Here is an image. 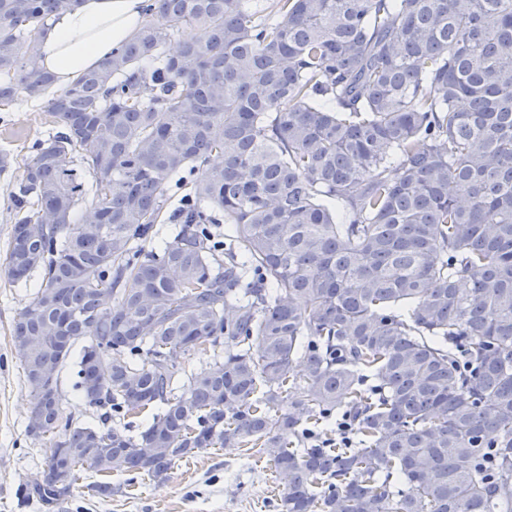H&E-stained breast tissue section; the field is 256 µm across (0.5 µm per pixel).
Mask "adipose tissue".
<instances>
[{
	"label": "adipose tissue",
	"instance_id": "obj_1",
	"mask_svg": "<svg viewBox=\"0 0 512 512\" xmlns=\"http://www.w3.org/2000/svg\"><path fill=\"white\" fill-rule=\"evenodd\" d=\"M147 0H78L40 43L39 66L67 86L130 40L144 21Z\"/></svg>",
	"mask_w": 512,
	"mask_h": 512
}]
</instances>
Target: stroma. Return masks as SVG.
<instances>
[{"instance_id":"35a3bbf8","label":"stroma","mask_w":512,"mask_h":512,"mask_svg":"<svg viewBox=\"0 0 512 512\" xmlns=\"http://www.w3.org/2000/svg\"><path fill=\"white\" fill-rule=\"evenodd\" d=\"M53 131L39 103L22 99L11 111L0 112V153L14 158L8 175H0V260L13 233L8 188L25 171L26 146ZM40 283L37 274L14 286L0 281V512H277L284 484L269 460L253 448L207 449L177 463L163 481H133L128 474L113 473L117 492L109 497L91 491L96 481L92 474L59 503L46 505L26 497L25 487L44 467L47 445L27 431L30 397L11 330ZM79 360V351H72L58 375L65 415L100 429L122 426L119 417L88 405L76 388Z\"/></svg>"}]
</instances>
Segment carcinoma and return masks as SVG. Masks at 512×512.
Returning a JSON list of instances; mask_svg holds the SVG:
<instances>
[{
    "mask_svg": "<svg viewBox=\"0 0 512 512\" xmlns=\"http://www.w3.org/2000/svg\"><path fill=\"white\" fill-rule=\"evenodd\" d=\"M74 2L0 0V112L23 94L56 128L8 192L7 282L43 275L12 329L49 444L26 491L232 445L280 512H512V0H148L58 88L30 63ZM79 342L78 389L152 414L138 436L47 395ZM338 414L352 440L309 442Z\"/></svg>",
    "mask_w": 512,
    "mask_h": 512,
    "instance_id": "cac0c4a2",
    "label": "carcinoma"
}]
</instances>
